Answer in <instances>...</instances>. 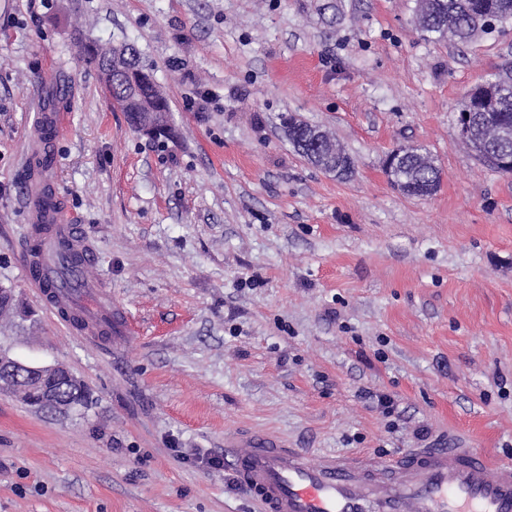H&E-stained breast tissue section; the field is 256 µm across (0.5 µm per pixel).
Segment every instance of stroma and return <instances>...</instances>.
Returning <instances> with one entry per match:
<instances>
[{
	"mask_svg": "<svg viewBox=\"0 0 512 512\" xmlns=\"http://www.w3.org/2000/svg\"><path fill=\"white\" fill-rule=\"evenodd\" d=\"M0 0V352L65 365L88 407L0 392V512H260L225 437L311 456L458 445L512 461V175L459 140L466 92L512 34L424 40L415 0ZM134 46L173 138L132 129L76 30ZM69 90L50 177L130 333L112 349L58 323L26 279L30 137ZM293 113L354 162L341 180L283 135ZM442 170L402 194L386 154ZM390 396L394 414L377 404Z\"/></svg>",
	"mask_w": 512,
	"mask_h": 512,
	"instance_id": "35a3bbf8",
	"label": "stroma"
}]
</instances>
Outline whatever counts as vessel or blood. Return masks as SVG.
I'll use <instances>...</instances> for the list:
<instances>
[{
	"label": "vessel or blood",
	"mask_w": 512,
	"mask_h": 512,
	"mask_svg": "<svg viewBox=\"0 0 512 512\" xmlns=\"http://www.w3.org/2000/svg\"><path fill=\"white\" fill-rule=\"evenodd\" d=\"M31 225L24 263L29 283L65 326L80 322L91 336H125L128 321L92 279L95 252L61 210L44 212L34 185L23 188ZM75 255L66 282L57 271ZM224 456L262 512H512V463L493 464L477 448H413L367 455L311 458L253 434L224 441Z\"/></svg>",
	"instance_id": "vessel-or-blood-1"
}]
</instances>
